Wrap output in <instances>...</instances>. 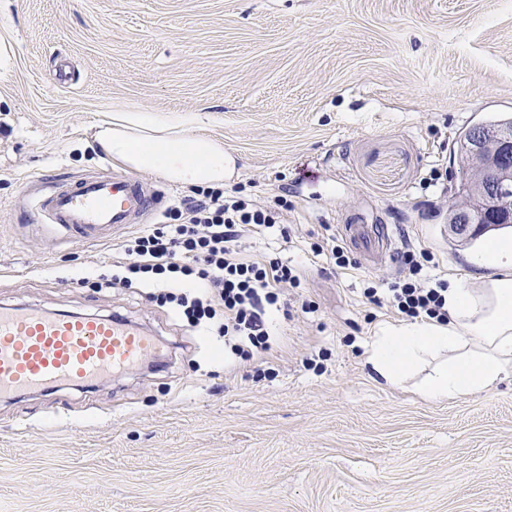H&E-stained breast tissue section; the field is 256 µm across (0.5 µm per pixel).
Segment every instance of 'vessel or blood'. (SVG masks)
Segmentation results:
<instances>
[{
  "label": "vessel or blood",
  "mask_w": 512,
  "mask_h": 512,
  "mask_svg": "<svg viewBox=\"0 0 512 512\" xmlns=\"http://www.w3.org/2000/svg\"><path fill=\"white\" fill-rule=\"evenodd\" d=\"M162 197L160 189L136 174L112 170L51 186L38 198L32 221L59 225L89 242H108L115 228L145 223ZM343 230L358 249L393 245L386 224H347ZM156 350L151 334L116 315H70L32 305L1 304L0 398L90 385Z\"/></svg>",
  "instance_id": "obj_1"
}]
</instances>
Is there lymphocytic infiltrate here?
<instances>
[{
    "instance_id": "obj_1",
    "label": "lymphocytic infiltrate",
    "mask_w": 512,
    "mask_h": 512,
    "mask_svg": "<svg viewBox=\"0 0 512 512\" xmlns=\"http://www.w3.org/2000/svg\"><path fill=\"white\" fill-rule=\"evenodd\" d=\"M279 222L278 212L251 200L220 188L197 189L195 198L174 203L161 221L120 245L125 261L112 285L161 289L162 299L192 326L223 315L219 331L232 350L245 344L267 350L266 316L277 309L284 288L301 286L305 273L275 258L244 255L240 240L247 233L265 236ZM432 259L425 249L404 251L400 277L386 294L367 289L368 304L410 320L447 321V280L422 274Z\"/></svg>"
}]
</instances>
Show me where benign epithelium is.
<instances>
[{
	"instance_id": "1",
	"label": "benign epithelium",
	"mask_w": 512,
	"mask_h": 512,
	"mask_svg": "<svg viewBox=\"0 0 512 512\" xmlns=\"http://www.w3.org/2000/svg\"><path fill=\"white\" fill-rule=\"evenodd\" d=\"M466 194L448 210L449 230L458 237L479 234L483 224L512 223V130L471 128L466 152L461 156Z\"/></svg>"
}]
</instances>
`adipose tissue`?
Returning <instances> with one entry per match:
<instances>
[{
  "mask_svg": "<svg viewBox=\"0 0 512 512\" xmlns=\"http://www.w3.org/2000/svg\"><path fill=\"white\" fill-rule=\"evenodd\" d=\"M97 140L117 163L180 185L223 186L235 166L220 144L144 111L108 114ZM485 255L494 273L449 279L447 322L414 320L377 330L369 361L381 378L396 384L435 360L418 394L443 402L489 390L512 374V239L487 243Z\"/></svg>",
  "mask_w": 512,
  "mask_h": 512,
  "instance_id": "ef3b65f1",
  "label": "adipose tissue"
}]
</instances>
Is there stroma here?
Listing matches in <instances>:
<instances>
[{
  "label": "stroma",
  "mask_w": 512,
  "mask_h": 512,
  "mask_svg": "<svg viewBox=\"0 0 512 512\" xmlns=\"http://www.w3.org/2000/svg\"><path fill=\"white\" fill-rule=\"evenodd\" d=\"M150 110L236 158L225 191L287 202L289 238L242 245L305 271L242 360L143 288L122 256L28 223L49 181L106 171L104 112ZM512 114V0H0V304L119 313L154 362L87 389L0 399V512H512V375L451 402L390 385L369 349L401 314L367 304L448 238L456 138ZM387 224L388 261L342 270L311 243Z\"/></svg>",
  "instance_id": "35a3bbf8"
}]
</instances>
